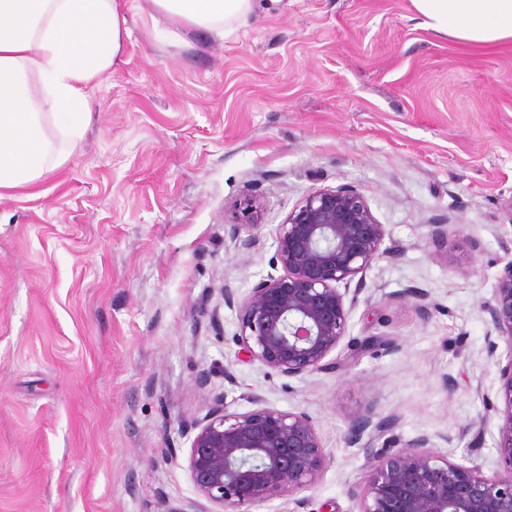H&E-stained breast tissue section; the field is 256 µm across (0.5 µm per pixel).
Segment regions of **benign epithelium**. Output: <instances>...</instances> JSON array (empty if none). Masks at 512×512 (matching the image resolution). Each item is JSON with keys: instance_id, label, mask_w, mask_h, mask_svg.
<instances>
[{"instance_id": "1", "label": "benign epithelium", "mask_w": 512, "mask_h": 512, "mask_svg": "<svg viewBox=\"0 0 512 512\" xmlns=\"http://www.w3.org/2000/svg\"><path fill=\"white\" fill-rule=\"evenodd\" d=\"M243 224L259 223L255 201L237 205ZM387 230L365 197L353 187L308 194L277 225L272 268L240 297L222 291L224 305L237 311L240 331L231 341L252 361L287 378L327 369L329 357L349 333L351 315L364 290L359 278L380 258L395 259L383 247ZM482 309L506 354L498 359L499 387L491 405L500 418L498 469L455 463L426 434L400 448L372 447L398 422L370 406L348 419L345 440L364 449L359 487L350 491L358 512H512V261L497 277L492 299ZM257 408L231 412L218 393L206 415L193 423L188 471L212 509L192 512H259L275 498H293L290 512H304L308 499L297 494L314 487L330 464L313 418L282 411L251 396Z\"/></svg>"}]
</instances>
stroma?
Segmentation results:
<instances>
[{
    "instance_id": "stroma-1",
    "label": "stroma",
    "mask_w": 512,
    "mask_h": 512,
    "mask_svg": "<svg viewBox=\"0 0 512 512\" xmlns=\"http://www.w3.org/2000/svg\"><path fill=\"white\" fill-rule=\"evenodd\" d=\"M123 5L130 36L65 163L0 198V512H179L200 499L192 424L220 392L314 419L331 463L306 512H355L366 457L345 432L370 406L398 416L374 448L425 433L496 469L482 305L512 260V41L462 48L415 27L410 0H282L221 40ZM344 185L399 256L363 275L355 346L288 379L230 344L221 290L270 274L277 225ZM249 197L244 256L226 229Z\"/></svg>"
}]
</instances>
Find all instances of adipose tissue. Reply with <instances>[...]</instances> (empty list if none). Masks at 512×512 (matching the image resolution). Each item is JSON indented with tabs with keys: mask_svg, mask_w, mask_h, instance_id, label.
<instances>
[{
	"mask_svg": "<svg viewBox=\"0 0 512 512\" xmlns=\"http://www.w3.org/2000/svg\"><path fill=\"white\" fill-rule=\"evenodd\" d=\"M282 0H153L171 24L223 38ZM418 25L459 46L512 40V0H410ZM129 35L121 0H0V192L65 161L45 133L52 110L79 128L89 92Z\"/></svg>",
	"mask_w": 512,
	"mask_h": 512,
	"instance_id": "1",
	"label": "adipose tissue"
}]
</instances>
